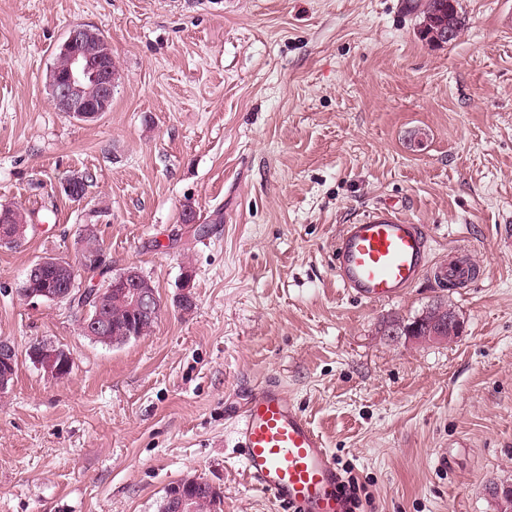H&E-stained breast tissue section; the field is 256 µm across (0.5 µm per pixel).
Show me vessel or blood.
<instances>
[{
  "label": "vessel or blood",
  "mask_w": 512,
  "mask_h": 512,
  "mask_svg": "<svg viewBox=\"0 0 512 512\" xmlns=\"http://www.w3.org/2000/svg\"><path fill=\"white\" fill-rule=\"evenodd\" d=\"M336 279L367 302L402 297L425 272L438 281L469 283V259L431 265L421 225L378 210L337 237ZM234 445L250 484L289 512H349L336 462L284 387L267 380L234 412Z\"/></svg>",
  "instance_id": "vessel-or-blood-1"
}]
</instances>
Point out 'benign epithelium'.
I'll return each instance as SVG.
<instances>
[{"instance_id": "obj_1", "label": "benign epithelium", "mask_w": 512, "mask_h": 512, "mask_svg": "<svg viewBox=\"0 0 512 512\" xmlns=\"http://www.w3.org/2000/svg\"><path fill=\"white\" fill-rule=\"evenodd\" d=\"M457 29H434L424 33V36L437 46H443L456 38ZM57 57L60 58L61 72L57 75L48 74L47 87L52 102L57 111L81 121H94L103 113L109 111L112 102V92L115 87V74L112 70V49L104 35L95 27L86 24L72 26L58 47ZM96 87L95 96L88 95L87 85ZM82 181V175L74 173L65 178L56 188L58 194H66L73 202L84 204L87 198L77 193ZM109 266V261L102 252L83 251L67 266L68 278L52 288L39 292L20 289V296L25 302L36 306L42 302H72L73 285L77 274L91 268L103 269ZM116 285L132 305L139 310L146 321H154L158 316L156 293L147 278L137 269L127 268L116 279ZM461 326L457 317L450 316L442 320L441 316L433 315L430 325L434 326L432 335L419 337V340L445 342L448 337L441 335L444 322ZM85 332L91 336H120L122 332L111 319L100 314L85 324ZM30 362L53 379H60L64 371L71 365V356L46 341L33 343L28 349ZM17 360V350L7 339H0V367H14ZM197 478L185 477L167 488L164 498V512H196L195 499L188 490L195 486Z\"/></svg>"}]
</instances>
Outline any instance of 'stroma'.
<instances>
[{"label":"stroma","instance_id":"stroma-1","mask_svg":"<svg viewBox=\"0 0 512 512\" xmlns=\"http://www.w3.org/2000/svg\"><path fill=\"white\" fill-rule=\"evenodd\" d=\"M444 47L404 0H0V203L37 229L0 249V512H158L196 476L223 512H285L245 480L234 408L275 379L366 512H497L512 481V0H460ZM76 24L112 46V109L83 122L46 86ZM92 176L87 203L56 191ZM464 248L469 288L423 277L370 303L336 281V237L376 209ZM207 225L181 221L184 209ZM93 224L113 272L163 301L145 336L104 345L66 302L30 306V264L75 259ZM190 279L193 307L176 297ZM448 342L388 333L437 302ZM67 348L47 377L25 352ZM61 346H57V348L54 344L46 341L35 342L28 349V358L35 367L42 370L47 376L53 379H61L64 371L70 368L67 372L68 376L73 368V360L71 364V356L68 354L70 351ZM61 348L68 353L62 352Z\"/></svg>","mask_w":512,"mask_h":512}]
</instances>
